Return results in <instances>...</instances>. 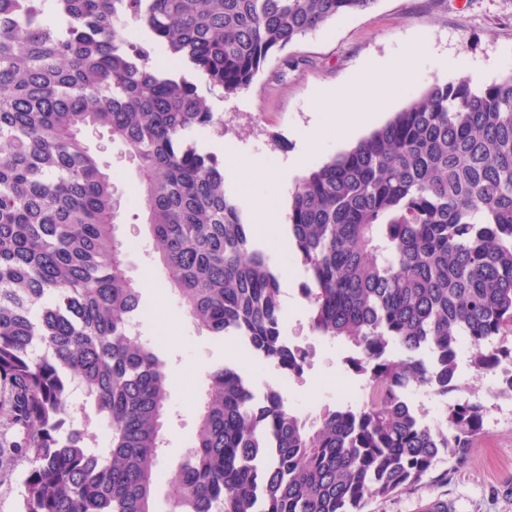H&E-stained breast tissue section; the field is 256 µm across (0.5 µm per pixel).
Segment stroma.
<instances>
[{"label":"stroma","mask_w":512,"mask_h":512,"mask_svg":"<svg viewBox=\"0 0 512 512\" xmlns=\"http://www.w3.org/2000/svg\"><path fill=\"white\" fill-rule=\"evenodd\" d=\"M412 41L419 50L417 76L395 89L374 127L384 125L431 85L460 78V70L448 67V60L466 61L488 83L511 71L512 0H376L371 9L339 16L288 45L263 65L248 89L236 94L209 89L200 75L188 73V80L206 94L215 116L222 120L221 126L192 133L198 150L220 157L224 146L232 145L265 165L247 178H224L226 193L243 222L251 220L248 201L255 197L272 200L281 212H288L293 184L276 178L275 172L298 151L316 96L326 89L349 93L364 61L398 59ZM83 141L114 176L121 204L119 232L134 244L127 257L128 274L141 282L142 303L149 313L140 325V335L155 343L171 380L164 421L167 444L160 462L162 477L153 492L154 512L173 508L169 478L196 432L197 404L214 369L236 366L247 375L256 397H263L271 386L287 406L313 416L328 405L363 402L365 382L343 362L347 345L315 338L309 331L308 307L298 293L305 272L288 244L285 225H276V244L267 255L277 272L291 274L281 282L282 328L290 340L311 353L310 364L299 378L286 376L273 364L252 360L236 337L198 331L167 289V270L149 252L135 163L124 156L120 145L111 143L104 130H87ZM510 370L512 364L506 362L487 374L461 365L459 383L464 392L485 400L482 435L461 462L440 460L418 486L370 502L368 512H419L422 504L433 500L447 502L448 512H512V398L489 395ZM337 375L341 384L331 385V377ZM72 402L88 446L108 447L110 429L98 418L93 400L78 390Z\"/></svg>","instance_id":"stroma-1"}]
</instances>
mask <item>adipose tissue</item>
<instances>
[{
  "label": "adipose tissue",
  "mask_w": 512,
  "mask_h": 512,
  "mask_svg": "<svg viewBox=\"0 0 512 512\" xmlns=\"http://www.w3.org/2000/svg\"><path fill=\"white\" fill-rule=\"evenodd\" d=\"M413 58L414 53L409 50L397 63L366 61L363 67L366 77L356 88L353 98L333 93L320 97L316 102L320 119L309 127L299 151L284 165V172L301 168L315 159L325 137L344 139L355 134L370 120V107L387 102L394 84L414 79Z\"/></svg>",
  "instance_id": "adipose-tissue-1"
}]
</instances>
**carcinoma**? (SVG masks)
<instances>
[{"label":"carcinoma","instance_id":"carcinoma-1","mask_svg":"<svg viewBox=\"0 0 512 512\" xmlns=\"http://www.w3.org/2000/svg\"><path fill=\"white\" fill-rule=\"evenodd\" d=\"M374 2L44 0L30 22L0 0V413L14 428L0 468L29 464L18 512H153L159 479L168 377L132 330L130 245L83 131L107 130L137 163L153 252L198 328L299 377L309 351L283 334L279 275L223 166L188 141L214 112L153 56L236 94L271 55ZM128 19L146 42L124 35ZM290 197L310 330L351 346L365 400L311 419L213 370L172 512H365L463 460L482 431V400H456L433 428L405 389L448 396L463 337L478 373L512 361L497 341L512 335V70L480 90L431 86ZM76 386L111 428L102 452L64 429Z\"/></svg>","mask_w":512,"mask_h":512}]
</instances>
